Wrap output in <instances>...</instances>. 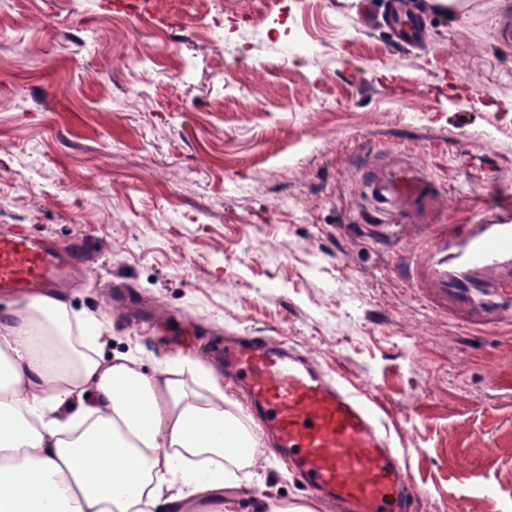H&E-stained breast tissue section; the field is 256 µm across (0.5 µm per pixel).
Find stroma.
<instances>
[{
    "label": "stroma",
    "mask_w": 512,
    "mask_h": 512,
    "mask_svg": "<svg viewBox=\"0 0 512 512\" xmlns=\"http://www.w3.org/2000/svg\"><path fill=\"white\" fill-rule=\"evenodd\" d=\"M419 49L361 0H8L0 8V226L73 252L72 314L104 357L200 360L224 333L308 350L368 386L422 512H512V342L464 333L392 272L356 169L370 141L445 187L446 223L512 196V0ZM237 512L309 493L274 451Z\"/></svg>",
    "instance_id": "35a3bbf8"
}]
</instances>
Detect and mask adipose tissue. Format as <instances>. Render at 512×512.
<instances>
[{
  "label": "adipose tissue",
  "mask_w": 512,
  "mask_h": 512,
  "mask_svg": "<svg viewBox=\"0 0 512 512\" xmlns=\"http://www.w3.org/2000/svg\"><path fill=\"white\" fill-rule=\"evenodd\" d=\"M49 295L0 314V512H182L251 481L263 455L214 373L205 394L135 356L100 357L103 324Z\"/></svg>",
  "instance_id": "obj_1"
}]
</instances>
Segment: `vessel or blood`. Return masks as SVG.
<instances>
[{
    "mask_svg": "<svg viewBox=\"0 0 512 512\" xmlns=\"http://www.w3.org/2000/svg\"><path fill=\"white\" fill-rule=\"evenodd\" d=\"M388 25L398 44L424 45L418 15L401 6ZM357 181L382 231L429 227L411 239L395 268L434 314L460 327L512 333V199L492 219L441 224L446 198L425 167L372 148ZM70 258L19 227L0 235V294L73 287ZM226 378L247 393L273 448L315 497L336 512H421V493L376 409L370 391L332 377L303 350L265 336L215 348Z\"/></svg>",
    "mask_w": 512,
    "mask_h": 512,
    "instance_id": "1",
    "label": "vessel or blood"
}]
</instances>
